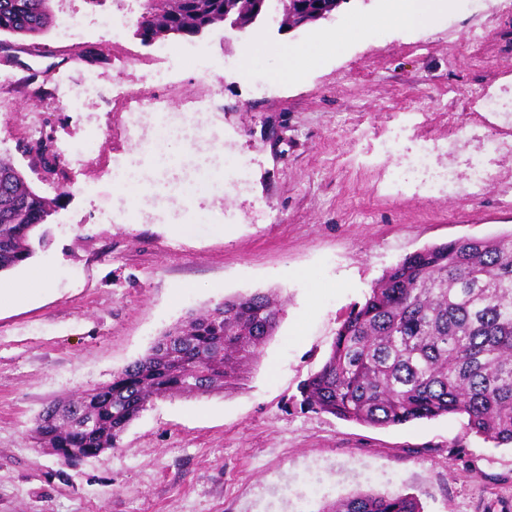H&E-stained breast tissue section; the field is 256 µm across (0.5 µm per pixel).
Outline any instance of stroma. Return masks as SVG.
<instances>
[{"label": "stroma", "mask_w": 512, "mask_h": 512, "mask_svg": "<svg viewBox=\"0 0 512 512\" xmlns=\"http://www.w3.org/2000/svg\"><path fill=\"white\" fill-rule=\"evenodd\" d=\"M40 43L77 33L84 60L66 95L31 110V59L6 88L0 155L52 203L50 245L0 275L40 271L21 305H0V512H318L360 491L398 490L423 512H512V448L472 433L462 415L371 427L301 407L351 306L406 255L463 237L512 232V0H445L429 28L379 27L385 0H345L307 29L225 40L143 43V0H51ZM340 39L325 53L314 37ZM309 47L298 79L285 48ZM253 52L240 63L245 47ZM137 58L140 88L181 108L158 166L132 133L115 79ZM259 70L263 85L243 83ZM100 92L83 100L87 75ZM452 174L435 193L394 181L421 142ZM60 162L44 167L37 151ZM492 178L480 190L470 166ZM271 292L284 312L243 385L147 405L118 447L67 467L29 430L51 401L111 382L188 313Z\"/></svg>", "instance_id": "obj_1"}]
</instances>
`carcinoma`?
Returning <instances> with one entry per match:
<instances>
[{
  "mask_svg": "<svg viewBox=\"0 0 512 512\" xmlns=\"http://www.w3.org/2000/svg\"><path fill=\"white\" fill-rule=\"evenodd\" d=\"M50 0H0V34L35 38L53 24ZM165 29L193 33L224 15V0H158ZM51 202L0 156V273L48 243ZM283 304L255 292L189 315L107 384L55 400L35 418L39 448L72 458L116 448L130 423L161 397L205 395L240 384L276 332ZM303 403L373 427L448 414L469 430L512 446V233L425 246L389 268L340 323ZM321 512H422L407 494L358 492Z\"/></svg>",
  "mask_w": 512,
  "mask_h": 512,
  "instance_id": "carcinoma-1",
  "label": "carcinoma"
}]
</instances>
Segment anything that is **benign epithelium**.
Instances as JSON below:
<instances>
[{
	"label": "benign epithelium",
	"mask_w": 512,
	"mask_h": 512,
	"mask_svg": "<svg viewBox=\"0 0 512 512\" xmlns=\"http://www.w3.org/2000/svg\"><path fill=\"white\" fill-rule=\"evenodd\" d=\"M242 2L224 0V25L245 33L269 18L279 24L282 32L309 27L331 19L343 0H296L290 22L281 19V8L272 5V0H249L245 7Z\"/></svg>",
	"instance_id": "1"
}]
</instances>
